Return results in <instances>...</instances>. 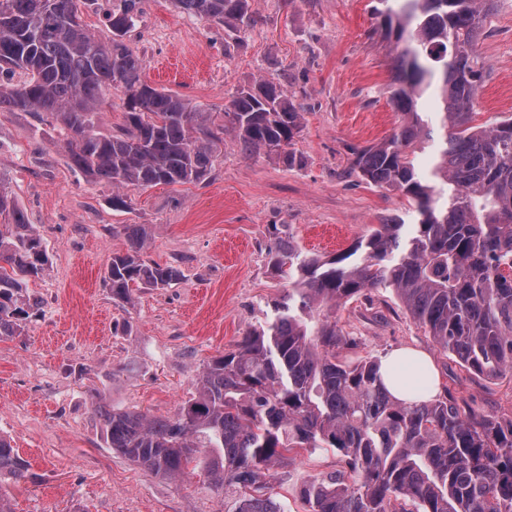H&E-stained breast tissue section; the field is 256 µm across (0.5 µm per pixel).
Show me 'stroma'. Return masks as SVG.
Wrapping results in <instances>:
<instances>
[{
	"label": "stroma",
	"instance_id": "1",
	"mask_svg": "<svg viewBox=\"0 0 512 512\" xmlns=\"http://www.w3.org/2000/svg\"><path fill=\"white\" fill-rule=\"evenodd\" d=\"M255 18L224 45V29L142 0L127 34L143 79L208 112L238 87L266 77L294 93L303 127L289 168L242 155L225 132L205 184L124 188L75 168L62 127L29 112L0 110V184L34 224L49 265L29 290L42 301L21 335L0 339V435L31 464L34 480L6 487L16 512H235V493L203 473L163 479L106 447L94 411L104 404L175 417L212 357L235 350L265 324L287 280L268 266L272 227L292 225L300 247L330 258L382 219L409 208L398 191L345 176L349 147L379 141L398 116L388 101L392 53L371 14L373 0H249ZM476 50L491 68L478 90L475 124L512 114V0H495ZM120 224L149 225L147 261L180 268L167 288L136 287L130 302L103 284L125 252ZM338 327L360 357L414 347L433 359L441 390L462 407L512 419V372L487 378L432 343L390 288L362 291L337 308ZM336 451H304L275 468L285 512H307L306 480L341 468Z\"/></svg>",
	"mask_w": 512,
	"mask_h": 512
}]
</instances>
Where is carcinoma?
I'll list each match as a JSON object with an SVG mask.
<instances>
[{
  "label": "carcinoma",
  "mask_w": 512,
  "mask_h": 512,
  "mask_svg": "<svg viewBox=\"0 0 512 512\" xmlns=\"http://www.w3.org/2000/svg\"><path fill=\"white\" fill-rule=\"evenodd\" d=\"M91 0H0V109L48 114L69 131L71 162L115 187L201 183L229 129L249 156L289 150L302 113L281 83L236 90L217 124L188 99L142 80L144 61L124 42L141 0H112L101 44L82 25ZM493 0H377L375 28L393 42L389 101L399 120L381 141L351 147L350 170L415 204L325 260L303 252L290 225H273L268 264L292 288L266 325L211 359L174 418L100 407L105 443L161 478L194 462L216 488L238 493L235 512H284L267 481L298 448H332L342 468L299 488L310 512H512V419L467 410L450 392L407 404L379 376L380 360L347 359L358 342L329 314L368 288H391L441 350L487 377L512 372V118L475 125L488 66L476 53ZM224 26V48L253 21L248 0H173ZM123 91L125 125L99 127V107ZM426 154L425 160L419 155ZM128 248L103 282L112 298L130 285L166 288L174 265L144 261V224H124ZM48 257L25 213L0 189V338L19 336L40 304L27 281ZM30 478L0 436V483Z\"/></svg>",
  "instance_id": "cac0c4a2"
}]
</instances>
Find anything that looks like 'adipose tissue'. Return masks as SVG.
Here are the masks:
<instances>
[{
    "instance_id": "1",
    "label": "adipose tissue",
    "mask_w": 512,
    "mask_h": 512,
    "mask_svg": "<svg viewBox=\"0 0 512 512\" xmlns=\"http://www.w3.org/2000/svg\"><path fill=\"white\" fill-rule=\"evenodd\" d=\"M380 376L395 397L408 403L432 399L437 392L431 358L413 349H395L383 356Z\"/></svg>"
}]
</instances>
